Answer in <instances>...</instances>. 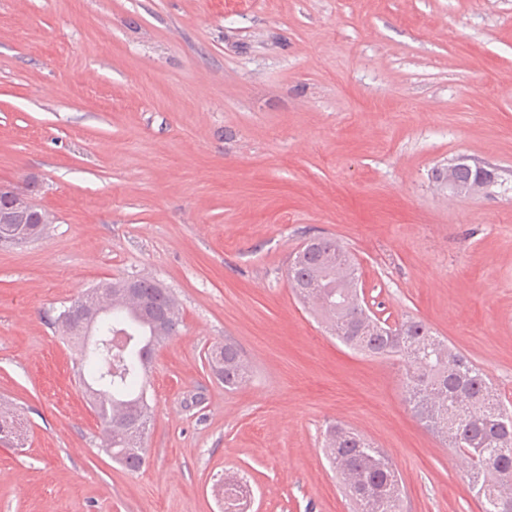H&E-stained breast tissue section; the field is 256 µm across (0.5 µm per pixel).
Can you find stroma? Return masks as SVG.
<instances>
[{"label": "stroma", "instance_id": "35a3bbf8", "mask_svg": "<svg viewBox=\"0 0 512 512\" xmlns=\"http://www.w3.org/2000/svg\"><path fill=\"white\" fill-rule=\"evenodd\" d=\"M464 155L497 183L436 181ZM0 182L56 217L0 248V512H352L328 425L383 449L403 512H481L404 365L343 345L290 260L341 242L378 317L423 320L512 406V0H0ZM170 288L146 463L102 447L80 342L53 319L106 279ZM248 377L225 389L213 346ZM208 364L218 378L224 381L225 389L236 388L247 377L246 366L241 360L240 352L231 342L212 348L208 356Z\"/></svg>", "mask_w": 512, "mask_h": 512}]
</instances>
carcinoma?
I'll return each instance as SVG.
<instances>
[{"label": "carcinoma", "instance_id": "1", "mask_svg": "<svg viewBox=\"0 0 512 512\" xmlns=\"http://www.w3.org/2000/svg\"><path fill=\"white\" fill-rule=\"evenodd\" d=\"M359 279L345 247L333 238L304 242L289 269L292 288L303 303L312 302L328 329L343 344L372 355H396L405 364L406 387L416 414L442 434L448 446L473 456L467 478L481 499L482 512H503L500 487L512 484V411L490 391L486 374L468 357L432 336L421 320L408 318L394 327L367 324L356 327L360 305L336 286V268ZM129 279L102 282L90 289L110 290L120 300ZM136 303L126 313L112 305L99 318L98 334L121 335V348L92 346L81 355V367L97 413L110 417L129 412L133 421L112 426L107 447L112 458L130 471L145 461L143 436L150 406L140 388L144 362L155 346L173 335L180 313L170 289L148 277L136 278ZM208 364L224 388L234 389L247 377L238 348L231 342L211 349ZM324 455L337 473L358 471L367 485L362 493H348L355 512H402L401 485L385 452L354 430L330 428L323 441Z\"/></svg>", "mask_w": 512, "mask_h": 512}]
</instances>
